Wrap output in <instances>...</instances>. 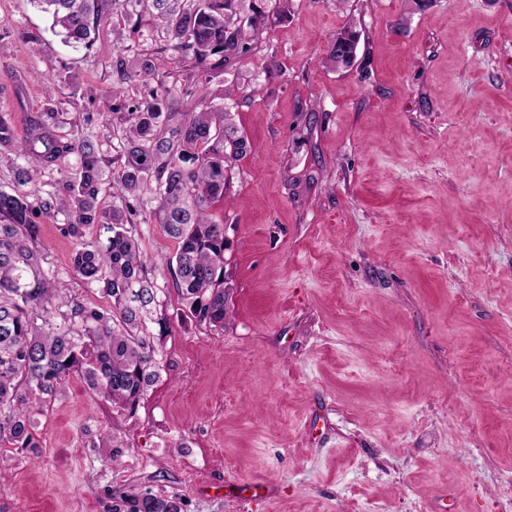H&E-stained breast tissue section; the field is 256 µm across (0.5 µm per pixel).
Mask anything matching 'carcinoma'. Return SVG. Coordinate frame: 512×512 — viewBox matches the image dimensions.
Listing matches in <instances>:
<instances>
[{
	"label": "carcinoma",
	"mask_w": 512,
	"mask_h": 512,
	"mask_svg": "<svg viewBox=\"0 0 512 512\" xmlns=\"http://www.w3.org/2000/svg\"><path fill=\"white\" fill-rule=\"evenodd\" d=\"M62 30L64 43L90 50L96 35L112 27L122 41L125 6L139 9L161 28L173 69L160 73L152 53L137 66L122 47L112 55V94L144 85L127 111L87 113L85 124L110 118L123 126L116 155L107 158L88 137L59 134L62 113L52 108L29 120L18 138L0 117V163L26 192L0 190V455L38 448L32 414L54 403L68 378L81 377L91 392L134 415L160 367L157 341L169 318L157 309V276L148 270L129 226L157 221L178 244L163 263L178 301L199 324L224 328V220L212 209L224 201L233 162L249 148L226 107L213 103L205 85L227 64L250 53L262 11L240 15L243 0H32ZM328 61L348 65L357 51L356 30L345 27ZM80 166H62L70 155ZM59 175L47 184L45 172ZM112 196V205L106 204ZM157 202L147 208L144 197ZM64 216L59 230L76 241L74 274L96 286L110 304L101 307L53 283L44 267L40 220ZM98 224L106 241L87 243L85 229ZM112 512H181L177 498L145 489Z\"/></svg>",
	"instance_id": "cac0c4a2"
}]
</instances>
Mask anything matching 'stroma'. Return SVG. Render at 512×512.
Wrapping results in <instances>:
<instances>
[{
	"mask_svg": "<svg viewBox=\"0 0 512 512\" xmlns=\"http://www.w3.org/2000/svg\"><path fill=\"white\" fill-rule=\"evenodd\" d=\"M253 51L213 78L250 149L224 220L230 315L169 299L135 415L71 377L0 456V512H109L150 488L183 512H512V0H245ZM354 21L357 62L326 65ZM0 0V116L53 107L114 153L111 30L65 46ZM27 39L16 37V30ZM133 233L148 266L176 250ZM61 287L107 306L42 225Z\"/></svg>",
	"mask_w": 512,
	"mask_h": 512,
	"instance_id": "1",
	"label": "stroma"
}]
</instances>
